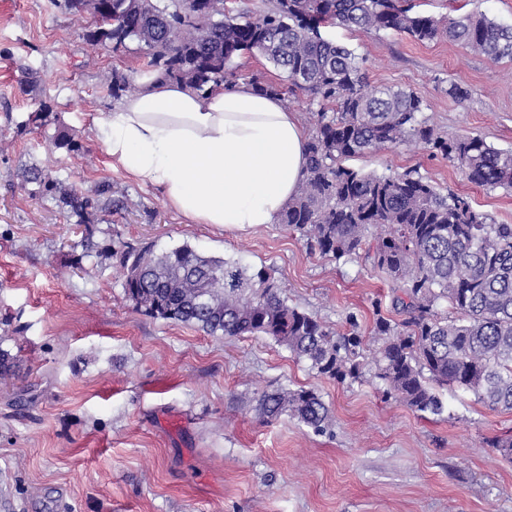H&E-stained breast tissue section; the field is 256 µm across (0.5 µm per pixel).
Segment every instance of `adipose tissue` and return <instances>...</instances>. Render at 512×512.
Instances as JSON below:
<instances>
[{
    "label": "adipose tissue",
    "instance_id": "obj_1",
    "mask_svg": "<svg viewBox=\"0 0 512 512\" xmlns=\"http://www.w3.org/2000/svg\"><path fill=\"white\" fill-rule=\"evenodd\" d=\"M102 126L111 166L194 224L275 223L305 174L299 119L245 82L200 93L149 74Z\"/></svg>",
    "mask_w": 512,
    "mask_h": 512
}]
</instances>
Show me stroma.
<instances>
[{
	"label": "stroma",
	"mask_w": 512,
	"mask_h": 512,
	"mask_svg": "<svg viewBox=\"0 0 512 512\" xmlns=\"http://www.w3.org/2000/svg\"><path fill=\"white\" fill-rule=\"evenodd\" d=\"M412 2L438 18L474 11L512 24V0ZM84 26L55 0H0V348L18 358L15 376L0 382V512H512V461L491 446L512 434V412L448 389L445 414L423 415L372 375L341 383L269 337H213L126 300L112 249L186 242L271 268L289 305L335 331L347 315L367 331L376 312H392L386 280L364 259L320 256L277 223H187L158 188L111 167L95 130L117 104L107 78L151 68L136 45H88ZM333 34L363 58L368 89L414 90L443 136L512 150V61L393 30ZM20 63L41 78L26 94ZM452 82L470 98L449 97ZM43 101L51 124L26 128ZM60 129L79 151L54 147ZM31 163L69 186L109 182L122 205L74 223L22 189L20 169ZM358 165L418 169L512 224V192L470 182L423 145ZM76 259L82 270H72ZM280 386L315 390L332 427L317 434L286 415L263 419L258 397Z\"/></svg>",
	"instance_id": "stroma-1"
}]
</instances>
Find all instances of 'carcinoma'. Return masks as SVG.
Listing matches in <instances>:
<instances>
[{
  "instance_id": "1",
  "label": "carcinoma",
  "mask_w": 512,
  "mask_h": 512,
  "mask_svg": "<svg viewBox=\"0 0 512 512\" xmlns=\"http://www.w3.org/2000/svg\"><path fill=\"white\" fill-rule=\"evenodd\" d=\"M65 11L90 18L83 39L118 52L138 44L154 72L198 92L233 84L230 62L257 52L286 77L289 89L319 105L307 141L304 179L277 223L326 257L365 255L385 275L400 321L377 315L370 335L381 341L368 358L357 319L338 334L288 305L266 268L207 256L191 245L155 250L127 246L120 254L126 299L143 315L193 325L211 336H268L320 376L343 382L369 371L411 409L441 416L437 391L455 387L495 409L512 411V224H498L468 197L441 193L417 169L386 175L351 164L406 141L425 144L474 183L512 191V150L480 136L443 137L411 89L366 90L363 60L326 33L395 30L421 41L440 36L499 62L512 61V25L484 14L436 18L403 0H272L263 10L242 0L230 15L224 0H62ZM112 96L138 90L134 77L110 76ZM41 103L27 124L48 125ZM30 195L51 197L76 223L112 205V184L82 191L21 169ZM17 358L0 349V379ZM268 418L286 413L314 432L332 424L312 389L263 392Z\"/></svg>"
}]
</instances>
